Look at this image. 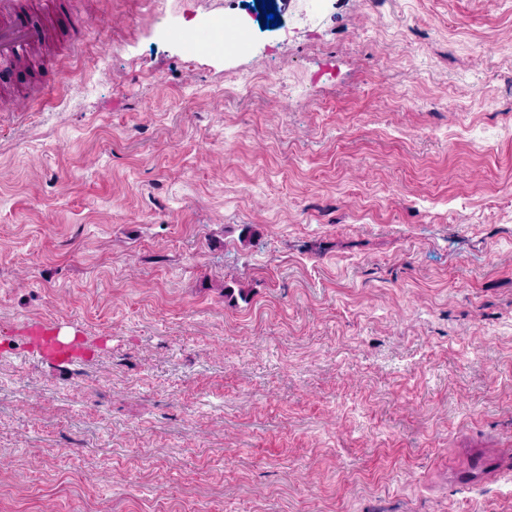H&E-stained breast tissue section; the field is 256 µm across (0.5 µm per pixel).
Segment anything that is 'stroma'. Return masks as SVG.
<instances>
[{"instance_id":"obj_1","label":"stroma","mask_w":512,"mask_h":512,"mask_svg":"<svg viewBox=\"0 0 512 512\" xmlns=\"http://www.w3.org/2000/svg\"><path fill=\"white\" fill-rule=\"evenodd\" d=\"M65 3L0 78V512H512V0ZM72 327L77 333L80 329L77 325L72 324ZM56 333H58L55 324H44V323H31L27 326L28 336H39L42 341L43 348L46 354L56 359H66L77 354L79 350L78 346V334L76 333L74 341L68 344L61 343L56 339Z\"/></svg>"}]
</instances>
